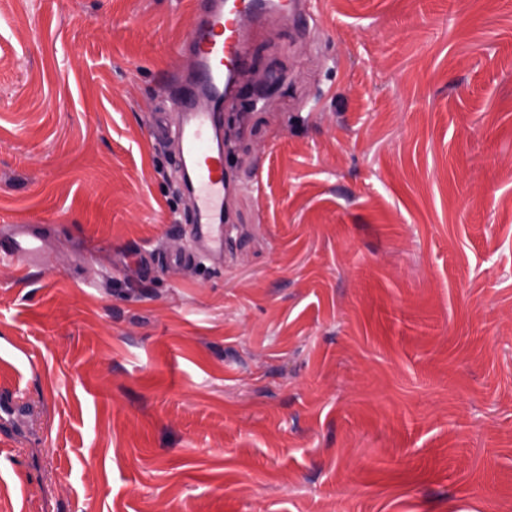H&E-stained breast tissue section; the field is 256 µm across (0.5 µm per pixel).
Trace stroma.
Returning <instances> with one entry per match:
<instances>
[{
  "mask_svg": "<svg viewBox=\"0 0 512 512\" xmlns=\"http://www.w3.org/2000/svg\"><path fill=\"white\" fill-rule=\"evenodd\" d=\"M194 0H0V512H512V0L268 18L225 262L149 136ZM18 231L12 238L7 249H0L1 262L15 263L20 267L29 268L36 259L40 244L38 240L24 231V224H17Z\"/></svg>",
  "mask_w": 512,
  "mask_h": 512,
  "instance_id": "stroma-1",
  "label": "stroma"
}]
</instances>
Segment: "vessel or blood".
Instances as JSON below:
<instances>
[{
	"instance_id": "vessel-or-blood-1",
	"label": "vessel or blood",
	"mask_w": 512,
	"mask_h": 512,
	"mask_svg": "<svg viewBox=\"0 0 512 512\" xmlns=\"http://www.w3.org/2000/svg\"><path fill=\"white\" fill-rule=\"evenodd\" d=\"M317 0H206L195 13L183 44L190 57L174 98L182 120L173 136L178 168L192 212L197 253L222 258L230 241L224 198L229 183L224 173L220 112L239 96L240 78L249 65L253 36L267 16L300 26L317 12ZM40 251L38 240L17 231L0 260L27 268Z\"/></svg>"
}]
</instances>
